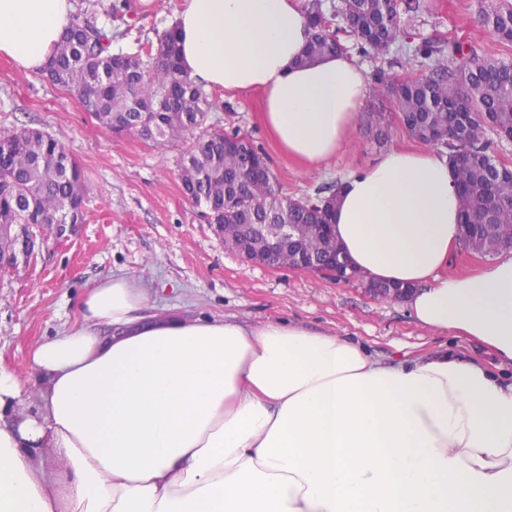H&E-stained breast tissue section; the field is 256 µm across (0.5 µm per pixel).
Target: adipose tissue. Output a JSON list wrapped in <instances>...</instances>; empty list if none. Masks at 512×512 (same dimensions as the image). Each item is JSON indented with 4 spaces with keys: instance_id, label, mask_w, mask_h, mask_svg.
I'll use <instances>...</instances> for the list:
<instances>
[{
    "instance_id": "1",
    "label": "adipose tissue",
    "mask_w": 512,
    "mask_h": 512,
    "mask_svg": "<svg viewBox=\"0 0 512 512\" xmlns=\"http://www.w3.org/2000/svg\"><path fill=\"white\" fill-rule=\"evenodd\" d=\"M69 8L0 0V54L44 66ZM175 27L197 82L263 91L288 156L317 166L354 135L365 71L299 64V0H185ZM331 222L352 266L412 287L419 324L512 364V250L446 272L462 239L447 155L387 150L343 179ZM80 316L34 348V385L0 369V512H512V382L491 364L448 347L388 364L298 324L174 315L122 273Z\"/></svg>"
}]
</instances>
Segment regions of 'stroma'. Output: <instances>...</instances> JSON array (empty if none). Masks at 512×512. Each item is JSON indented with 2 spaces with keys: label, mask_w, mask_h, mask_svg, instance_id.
<instances>
[{
  "label": "stroma",
  "mask_w": 512,
  "mask_h": 512,
  "mask_svg": "<svg viewBox=\"0 0 512 512\" xmlns=\"http://www.w3.org/2000/svg\"><path fill=\"white\" fill-rule=\"evenodd\" d=\"M110 1L99 0L92 10L89 0H71L69 16L111 30L116 53H135L156 41L183 6V0H114L120 9L108 17ZM497 3L422 0L409 23L420 36L448 33L478 53L512 59V47L481 22ZM210 94L208 126L248 135L265 154L283 195L292 199L315 197L374 164L384 150L418 145L400 126L392 96L372 88L364 109L384 113V142H377L375 131L358 127L336 158L308 168L270 135L261 93L214 88ZM23 127L42 130L63 145L83 171L87 195L83 223L4 229L33 243L32 251L0 258V367L21 381L32 380V350L75 323L87 290L114 272L146 284L156 306L253 325L296 322L356 341L384 362L449 342L448 334L420 325L403 303L371 296L364 282L245 260L182 190L180 164L189 137L158 142L134 132L112 133L44 70L27 71L0 56V130Z\"/></svg>",
  "instance_id": "obj_1"
}]
</instances>
